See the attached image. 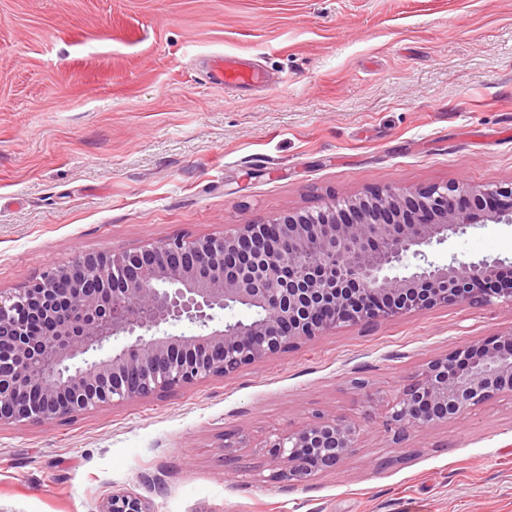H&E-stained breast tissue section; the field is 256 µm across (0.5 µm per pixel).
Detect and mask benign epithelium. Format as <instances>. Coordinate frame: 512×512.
Listing matches in <instances>:
<instances>
[{"instance_id":"obj_1","label":"benign epithelium","mask_w":512,"mask_h":512,"mask_svg":"<svg viewBox=\"0 0 512 512\" xmlns=\"http://www.w3.org/2000/svg\"><path fill=\"white\" fill-rule=\"evenodd\" d=\"M512 224V182L371 190L324 209L287 210L224 235L174 237L119 253L80 252L0 294V423H50L82 411L228 376L342 325L370 328L433 307L512 305V267L428 261L423 247L474 224ZM423 260L407 275L393 269ZM245 306L247 323L215 326ZM187 321L192 336L162 332ZM128 343L104 358L113 338ZM512 394V328L429 360L384 409L397 441ZM355 422L319 415L265 441L270 478L303 481L358 448ZM99 512H152L114 492Z\"/></svg>"}]
</instances>
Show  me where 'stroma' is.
I'll return each instance as SVG.
<instances>
[{
  "label": "stroma",
  "mask_w": 512,
  "mask_h": 512,
  "mask_svg": "<svg viewBox=\"0 0 512 512\" xmlns=\"http://www.w3.org/2000/svg\"><path fill=\"white\" fill-rule=\"evenodd\" d=\"M217 54L270 79L209 83ZM512 181V0H0V291L80 252L219 235L372 188ZM429 261L512 266V224ZM512 327L493 301L410 313L171 393L0 424V512H512V395L396 441L432 357ZM362 380L366 390L354 389ZM353 420L356 453L270 480L273 432ZM246 436L224 458V435ZM148 501L128 492L112 493L99 512H152Z\"/></svg>",
  "instance_id": "1"
}]
</instances>
